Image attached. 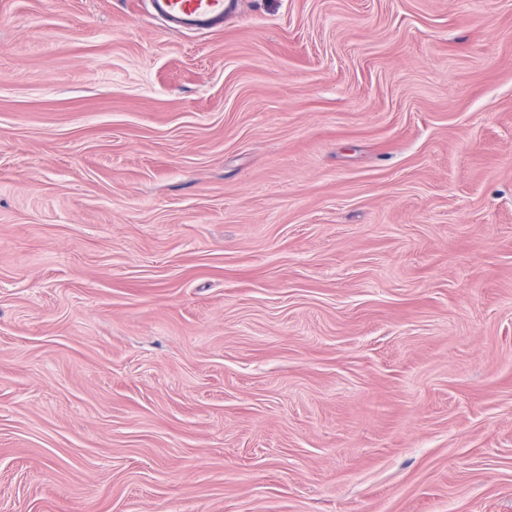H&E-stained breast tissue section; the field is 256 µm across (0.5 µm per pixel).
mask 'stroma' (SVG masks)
Wrapping results in <instances>:
<instances>
[{
  "label": "stroma",
  "instance_id": "stroma-1",
  "mask_svg": "<svg viewBox=\"0 0 512 512\" xmlns=\"http://www.w3.org/2000/svg\"><path fill=\"white\" fill-rule=\"evenodd\" d=\"M0 512H512V0H0ZM232 0H149L151 13L174 30H208L224 21Z\"/></svg>",
  "mask_w": 512,
  "mask_h": 512
}]
</instances>
